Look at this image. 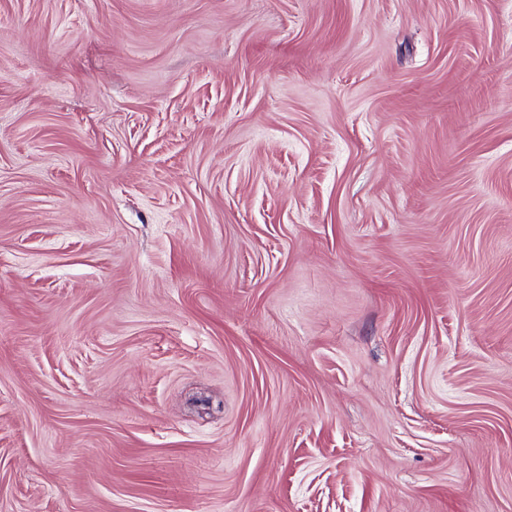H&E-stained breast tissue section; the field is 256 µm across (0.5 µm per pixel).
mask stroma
<instances>
[{
    "label": "stroma",
    "mask_w": 512,
    "mask_h": 512,
    "mask_svg": "<svg viewBox=\"0 0 512 512\" xmlns=\"http://www.w3.org/2000/svg\"><path fill=\"white\" fill-rule=\"evenodd\" d=\"M0 512H512V0H0Z\"/></svg>",
    "instance_id": "obj_1"
}]
</instances>
